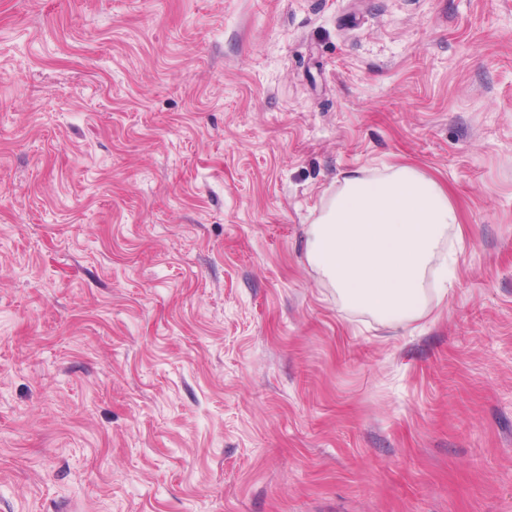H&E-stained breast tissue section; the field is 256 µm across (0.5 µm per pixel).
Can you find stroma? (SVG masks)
<instances>
[{"label":"stroma","instance_id":"35a3bbf8","mask_svg":"<svg viewBox=\"0 0 512 512\" xmlns=\"http://www.w3.org/2000/svg\"><path fill=\"white\" fill-rule=\"evenodd\" d=\"M402 166L398 325L305 230ZM0 512H512V0H0ZM459 224L448 194L409 167L373 179L346 177L342 190L309 224L305 255L342 305L387 322L419 319L428 304L427 274L448 294L455 262L434 268L448 230Z\"/></svg>","mask_w":512,"mask_h":512}]
</instances>
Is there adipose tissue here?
<instances>
[{
	"label": "adipose tissue",
	"instance_id": "obj_1",
	"mask_svg": "<svg viewBox=\"0 0 512 512\" xmlns=\"http://www.w3.org/2000/svg\"><path fill=\"white\" fill-rule=\"evenodd\" d=\"M457 222L447 193L412 168L351 176L309 224L305 255L346 309L412 321L424 315L432 293L428 272L441 283L437 297L453 284L454 267L434 262Z\"/></svg>",
	"mask_w": 512,
	"mask_h": 512
}]
</instances>
